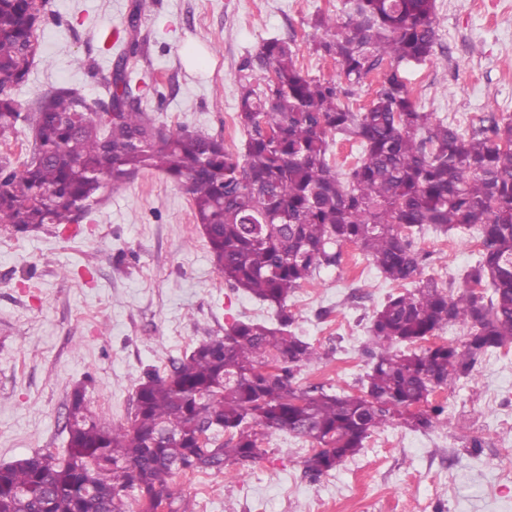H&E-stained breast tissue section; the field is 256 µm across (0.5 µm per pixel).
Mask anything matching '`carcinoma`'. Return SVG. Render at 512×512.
I'll use <instances>...</instances> for the list:
<instances>
[{
  "instance_id": "1",
  "label": "carcinoma",
  "mask_w": 512,
  "mask_h": 512,
  "mask_svg": "<svg viewBox=\"0 0 512 512\" xmlns=\"http://www.w3.org/2000/svg\"><path fill=\"white\" fill-rule=\"evenodd\" d=\"M47 5L0 0V140L21 121L34 138L23 169L0 160V226L25 233L74 224L104 189L121 188L141 170L162 171L189 197L224 280L277 312L272 324L236 321L169 371L146 374L122 425L91 412L84 388H74L65 456L1 465L0 512H132L134 503L154 512L162 495L170 512H189L167 479L251 463L259 437L276 431L322 447L304 460L315 480L379 429L432 427L444 406L419 416L409 407L472 376L487 351L512 346V117L492 112L464 134L419 110L401 67L433 56L435 0H347L341 22L315 15L313 52L336 62L338 82L305 72L292 41H264L238 66L236 119L247 138L236 150L149 116L130 67L140 50L131 36L121 38L104 84L112 121L102 123L68 86L22 113L15 91L30 74L31 33ZM385 63L368 106L342 103ZM335 136L358 146L345 171L330 161ZM463 229L477 230L479 256L450 293L423 276L412 240ZM345 245L401 288L369 318L371 366L361 388L371 403L301 383L318 353L291 330L286 310L290 295L340 264ZM450 325L468 331L465 342L413 349ZM271 361L278 373L267 377L259 367Z\"/></svg>"
}]
</instances>
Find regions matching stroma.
<instances>
[{
	"mask_svg": "<svg viewBox=\"0 0 512 512\" xmlns=\"http://www.w3.org/2000/svg\"><path fill=\"white\" fill-rule=\"evenodd\" d=\"M134 0H50L35 32L39 53L22 105L53 88L104 101L113 56L103 32L127 25ZM346 0H155L139 20L136 71L143 103L170 128L241 147L237 68L272 37L294 41L310 75L334 80L313 53L316 13L342 18ZM430 61L404 67L418 104L471 131L487 113L512 116V0H436ZM425 276L457 291L478 256L469 230L414 239ZM395 287L355 246L288 300L294 330L318 360L307 384L355 391L370 362L368 319ZM275 310L225 282L191 202L164 173L140 171L104 190L80 223L21 234L0 227V465L38 453L63 456L69 396L126 423L151 370L169 371L200 342L238 320L273 322ZM435 428L395 424L318 480L304 475L311 446L285 432L260 458L223 472L177 475L193 512H512V347L481 357L472 378L431 395Z\"/></svg>",
	"mask_w": 512,
	"mask_h": 512,
	"instance_id": "35a3bbf8",
	"label": "stroma"
}]
</instances>
